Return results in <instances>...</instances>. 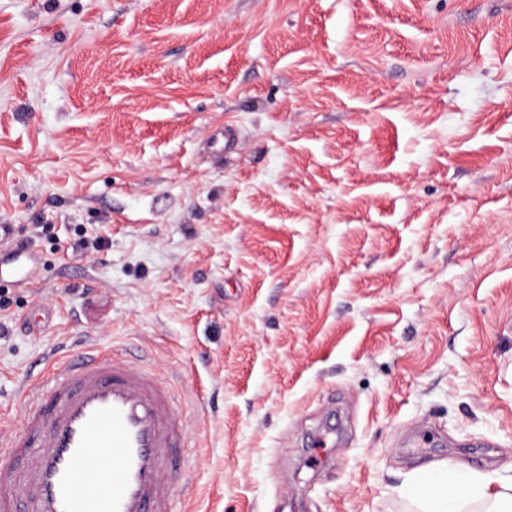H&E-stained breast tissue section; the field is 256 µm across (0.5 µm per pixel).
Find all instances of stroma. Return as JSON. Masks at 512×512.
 <instances>
[{
	"label": "stroma",
	"instance_id": "35a3bbf8",
	"mask_svg": "<svg viewBox=\"0 0 512 512\" xmlns=\"http://www.w3.org/2000/svg\"><path fill=\"white\" fill-rule=\"evenodd\" d=\"M0 224V428L96 345L172 390L175 512L512 471V0H0ZM11 224H0V284H26L35 272V258L32 252L23 248L2 251L4 241L11 238Z\"/></svg>",
	"mask_w": 512,
	"mask_h": 512
}]
</instances>
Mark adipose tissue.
<instances>
[{
	"instance_id": "obj_1",
	"label": "adipose tissue",
	"mask_w": 512,
	"mask_h": 512,
	"mask_svg": "<svg viewBox=\"0 0 512 512\" xmlns=\"http://www.w3.org/2000/svg\"><path fill=\"white\" fill-rule=\"evenodd\" d=\"M420 512H512V476L463 473L456 465L430 468L409 484Z\"/></svg>"
}]
</instances>
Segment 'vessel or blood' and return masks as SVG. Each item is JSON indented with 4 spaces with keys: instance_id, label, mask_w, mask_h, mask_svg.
Here are the masks:
<instances>
[{
    "instance_id": "1",
    "label": "vessel or blood",
    "mask_w": 512,
    "mask_h": 512,
    "mask_svg": "<svg viewBox=\"0 0 512 512\" xmlns=\"http://www.w3.org/2000/svg\"><path fill=\"white\" fill-rule=\"evenodd\" d=\"M32 252L0 248V284H25ZM26 386L21 433L0 434V512H173L186 426L155 372L99 348Z\"/></svg>"
}]
</instances>
